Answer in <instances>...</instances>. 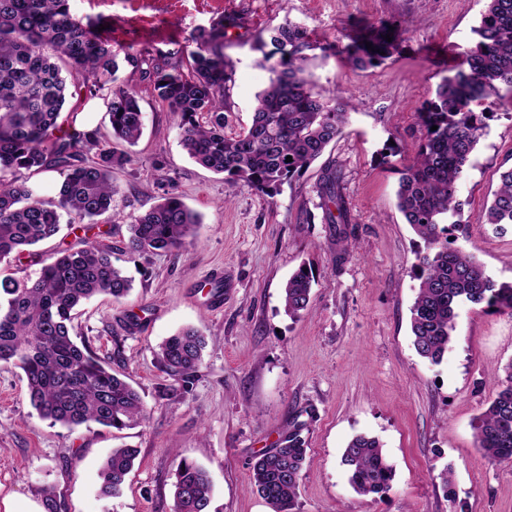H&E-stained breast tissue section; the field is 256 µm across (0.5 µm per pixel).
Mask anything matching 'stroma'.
Segmentation results:
<instances>
[{"mask_svg": "<svg viewBox=\"0 0 512 512\" xmlns=\"http://www.w3.org/2000/svg\"><path fill=\"white\" fill-rule=\"evenodd\" d=\"M484 0H71L83 23L106 25L118 53L168 54L201 31L233 20L223 53L232 68L224 99L233 130L250 124L268 31L288 23L313 45V93L352 99L339 138L274 196H261L191 160L176 118L138 84L144 112L132 161L114 169L119 216L104 243L132 280L129 294L98 296L77 310L78 335L125 376L147 408L145 422L123 431L50 426L31 407L21 370L0 365V501H43L56 512H170L178 462L208 471L210 512H271L251 483L257 455L291 430L306 441L310 464L299 481L297 512H512V460L488 461L474 424L512 362V312L460 308L440 363L416 353L409 328L424 243L396 207L399 172L418 147L417 112L462 65ZM395 23L397 52L379 67L352 68L344 48L354 23ZM108 95L71 97L67 127L110 138ZM341 177L352 242L325 223L317 186L326 168ZM512 167V93L503 92L458 183L463 203L456 244L498 284H512V234H494L485 211ZM178 194L200 218L187 250L149 259L122 248L133 214L162 190ZM312 273L308 312L284 311L282 287L299 267ZM232 285L221 308L206 278ZM192 326L207 348L192 392L160 400L155 352ZM379 439L394 470L383 497H362L341 463L348 442ZM139 456L120 496L100 493L99 469L112 448ZM452 483H444V472Z\"/></svg>", "mask_w": 512, "mask_h": 512, "instance_id": "35a3bbf8", "label": "stroma"}]
</instances>
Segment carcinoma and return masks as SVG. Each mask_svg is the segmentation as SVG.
I'll use <instances>...</instances> for the list:
<instances>
[{
    "label": "carcinoma",
    "mask_w": 512,
    "mask_h": 512,
    "mask_svg": "<svg viewBox=\"0 0 512 512\" xmlns=\"http://www.w3.org/2000/svg\"><path fill=\"white\" fill-rule=\"evenodd\" d=\"M389 26L382 21L362 28L346 46V60L362 70L382 65L399 46L400 33ZM474 32L478 39L466 66L444 78L418 113V150L399 171L396 193L399 211L425 245L417 256L419 284L410 329L416 352L433 363L448 350L461 306L484 303L512 310V285L496 286L474 256L449 246L448 240L460 224L457 184L471 165L493 97L502 87L512 91V0H485ZM387 34L392 41L384 39ZM269 41L280 59L268 67V84L257 95L251 124L230 134L229 114L218 104L232 81L222 52L224 26L199 34L193 49L161 61L150 53L124 57L176 116L190 158L266 196L322 155L341 135L350 108L348 101H327L312 93L306 62L313 44L306 30L281 26L270 32ZM368 42L374 50L366 48ZM118 70L111 41L77 19L69 0H0V263L27 255L40 265L33 278L0 279V362L23 372L30 404L43 418L71 431L92 423L122 430L147 418L138 391L112 373L87 340L74 339L79 305L98 295L119 300L131 289L132 280L112 263V247L84 237L79 246L45 258L30 250L56 238L64 215L70 224H96L112 213L118 193L112 170L131 162L129 154L112 148V141L134 144L143 132L135 74L112 89V141L100 140L95 129H64L58 118L66 102V78L96 96L105 88L102 78ZM288 156L292 161H286ZM23 170L63 175L57 199L33 197L17 178ZM318 195L327 223H348L337 172L326 173ZM486 221L500 233L512 228V167L500 174ZM199 224L179 195L166 191L148 210L131 217L126 251L144 258L179 252L195 243ZM310 290L307 270L288 279L282 288L288 315L308 309ZM205 347L204 336L194 329L162 342L156 353L165 375L159 398L191 392ZM504 372L501 388L475 425L477 446L492 462L512 460V362ZM138 455L136 448L112 449L100 468L104 495L122 492ZM308 462L298 431L255 457L253 482L272 512H295ZM342 463L359 495L381 497L391 490L393 467L378 439L354 437ZM210 503L207 473L181 460L172 512H210Z\"/></svg>",
    "instance_id": "1"
}]
</instances>
